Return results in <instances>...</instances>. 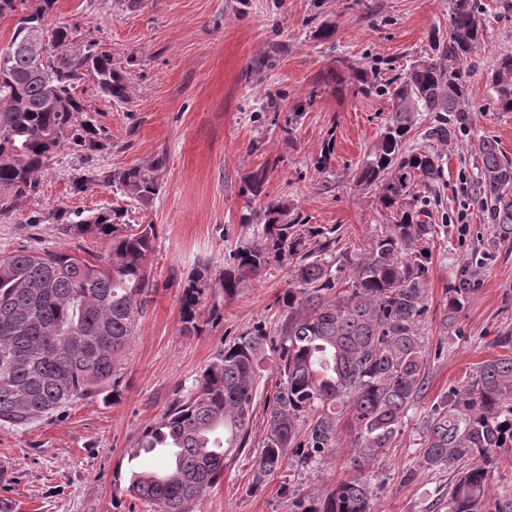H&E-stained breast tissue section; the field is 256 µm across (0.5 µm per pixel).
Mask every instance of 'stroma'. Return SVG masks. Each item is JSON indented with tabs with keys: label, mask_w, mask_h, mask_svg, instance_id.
I'll list each match as a JSON object with an SVG mask.
<instances>
[{
	"label": "stroma",
	"mask_w": 512,
	"mask_h": 512,
	"mask_svg": "<svg viewBox=\"0 0 512 512\" xmlns=\"http://www.w3.org/2000/svg\"><path fill=\"white\" fill-rule=\"evenodd\" d=\"M485 2L465 132L453 145L428 139L435 115L426 112L409 136L410 145L439 155L443 168L438 191L426 202L437 226L428 244V311L420 324L430 385L374 465L377 512H437L456 470L421 467L417 429L450 388L503 355L495 339L512 331V238L499 240L482 210L473 191L479 161L466 148L470 137L486 136L512 159V112L496 109L487 85L500 53L512 50V12L501 14L496 0ZM49 21L70 30L67 54L82 52L90 41L110 51L130 99L112 101L89 76L77 84L74 94L104 147L57 150L36 191L0 215V255L24 247L95 261L106 242L74 240L62 227L75 214L111 209L120 225H154L148 265L157 292L126 355L118 401L88 398L50 422L0 428V455L13 462L12 476L0 478V502L14 503L17 512H154V504L131 497L116 480L131 466L161 464L154 454L129 459L131 448L186 397L225 343L261 321L276 327L284 314L288 281L278 267L225 298L218 277L229 253L261 223L268 196L288 202L309 226L338 228L341 247L353 253L390 223L374 191L357 187L356 176L392 107L386 86L424 54L432 30L447 29L448 0H57ZM322 26L333 28L330 40L316 39ZM343 58L372 69L377 91L362 94L349 85L335 94L319 87L318 73ZM294 111L299 118L288 134L285 121ZM330 140L335 157L329 169L318 170ZM158 157L165 161L160 190L149 203L112 187H76L80 178ZM261 168L267 171L263 195L248 199L244 182ZM203 262L211 279L203 306L219 305L221 317L186 334L181 296ZM464 272L475 292L456 325L443 328L448 286ZM266 422L264 404L256 402L249 448L234 453L194 512H288L282 474L267 477L260 493H245ZM353 440V430L344 429L334 455L302 477L301 489L324 493L354 477Z\"/></svg>",
	"instance_id": "obj_1"
}]
</instances>
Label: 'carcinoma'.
Here are the masks:
<instances>
[{"label": "carcinoma", "instance_id": "carcinoma-1", "mask_svg": "<svg viewBox=\"0 0 512 512\" xmlns=\"http://www.w3.org/2000/svg\"><path fill=\"white\" fill-rule=\"evenodd\" d=\"M55 2L38 0L35 13L20 17L7 50L0 51L1 214L37 189L57 148L99 149V130L79 119L85 107L73 94L85 74L113 101L129 99L112 53L90 48L68 55L63 51L68 32L62 28L49 32L44 77L26 76L29 61L21 39L28 26L44 23ZM448 3V31H432L430 52L394 81L393 108L357 177V186L378 189L380 208L390 212L392 223L353 256L336 252L334 230L302 224L290 216L288 204L266 200L264 222L254 226L252 240L233 250L218 281L224 296L233 298L270 265H287L288 288L281 297L286 314L276 336L258 323L225 344L197 376L190 396L142 433L131 455L176 448L179 460H165L162 482L126 475L130 496L156 505L157 512H192L224 477L233 453L249 445L270 351L278 378L265 396L267 432L247 493L261 490L269 475L285 467L300 474L330 457L348 414L356 432L352 466L359 475L337 481L325 495L297 494L287 479L282 494L291 500L290 512H373L375 487L366 472L396 439L429 379L419 326L428 310L425 252L434 225L415 201L422 198L417 185L432 187L441 167L431 150L408 148L406 140L424 112L441 113L429 138L457 139L472 108L464 62L477 53L485 34L482 0ZM345 69L358 91L371 92L367 69L354 61ZM488 85L497 109L512 112V50L500 54ZM469 147L481 160L476 194L500 238L508 239L512 162L493 139L479 136ZM163 164L158 158L108 171L98 180L84 178L79 189L100 182L146 204L157 195ZM265 179V171L253 172L245 192L260 196ZM113 221L106 211L63 227L75 239L108 242L99 264L25 248L0 257V427L26 428L80 400L120 396L122 357L152 301L147 257L154 233L151 228L128 232ZM346 271L348 287L339 292ZM207 279L204 268L183 290L181 322L190 332L199 330L204 289L198 283ZM473 292L464 277L448 285L443 327L456 324ZM422 439V464L428 469L470 461L448 492V512H489L490 505L494 512H512V496L494 498L489 470L497 451L512 450V355L484 362L471 381L443 396L423 425Z\"/></svg>", "mask_w": 512, "mask_h": 512}]
</instances>
